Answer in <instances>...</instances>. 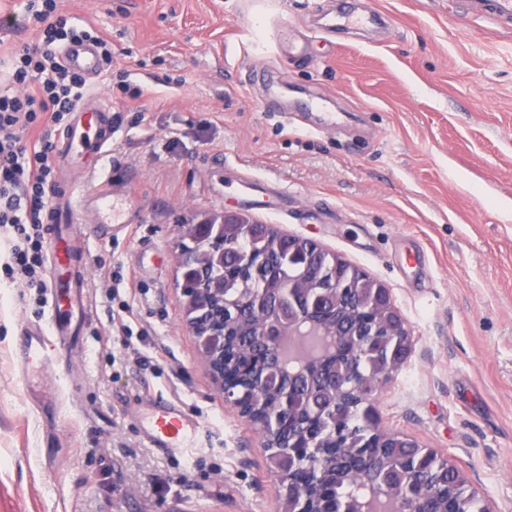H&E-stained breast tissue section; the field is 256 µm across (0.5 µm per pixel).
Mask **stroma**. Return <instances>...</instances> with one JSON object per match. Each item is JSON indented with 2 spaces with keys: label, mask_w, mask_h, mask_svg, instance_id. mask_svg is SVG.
Here are the masks:
<instances>
[{
  "label": "stroma",
  "mask_w": 512,
  "mask_h": 512,
  "mask_svg": "<svg viewBox=\"0 0 512 512\" xmlns=\"http://www.w3.org/2000/svg\"><path fill=\"white\" fill-rule=\"evenodd\" d=\"M352 2L386 28L317 34L308 0H60L112 43L95 90L143 219L102 241L82 225L92 318L68 376L22 384L17 331L46 297L0 271V512H280L258 430L199 364L173 261L178 224L227 207L390 290L414 351L380 393V427L512 512V29L460 0ZM273 95L336 123L306 132L266 109ZM251 175L262 203L242 197ZM160 395L200 423L190 457L141 440Z\"/></svg>",
  "instance_id": "35a3bbf8"
}]
</instances>
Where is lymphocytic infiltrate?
<instances>
[{
	"label": "lymphocytic infiltrate",
	"instance_id": "lymphocytic-infiltrate-1",
	"mask_svg": "<svg viewBox=\"0 0 512 512\" xmlns=\"http://www.w3.org/2000/svg\"><path fill=\"white\" fill-rule=\"evenodd\" d=\"M56 9V0H26L36 33L12 49L0 87V267L31 288L45 285L44 226L57 186L52 133L65 126L86 88L84 76L65 67L59 52L92 40L104 63L112 61L106 39L69 23Z\"/></svg>",
	"mask_w": 512,
	"mask_h": 512
}]
</instances>
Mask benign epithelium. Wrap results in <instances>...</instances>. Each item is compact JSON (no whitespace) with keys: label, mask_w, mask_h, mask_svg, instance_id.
Instances as JSON below:
<instances>
[{"label":"benign epithelium","mask_w":512,"mask_h":512,"mask_svg":"<svg viewBox=\"0 0 512 512\" xmlns=\"http://www.w3.org/2000/svg\"><path fill=\"white\" fill-rule=\"evenodd\" d=\"M276 238L280 249L288 259H297L303 253L317 251L320 245L308 238H301L277 230L272 224H262L234 209H226L219 215L208 216L196 224L181 225L179 243L175 251V263L184 270L181 292L185 298L186 324L197 337L201 363L216 387L224 394V405L238 410L242 417L258 427L262 433V447L279 456L281 465L275 469L283 495H292L294 512H335L336 500L326 491L317 498L309 495L312 473L300 463L294 452L281 450L266 430V423L256 402L245 403L243 396L251 394L244 386L245 379L233 377L224 371V365L237 362L238 354L224 352V322L211 317L213 303L224 298V250L233 251L237 242L252 239ZM321 269L314 268L305 283L298 287L282 289L281 305L288 307V317L267 315L261 311L262 298H257L256 323L258 335L279 352L290 348L291 362L308 373L330 355L336 353L338 337L329 333L321 324L309 318L306 303L311 294L322 288ZM369 287L373 292L376 322L385 335L395 337V349L388 364L353 382L352 389L362 402L371 403L391 374L402 366L413 351V340L394 305L390 291L372 279ZM321 456L329 459H362L363 455L352 448L348 439L335 436L334 443ZM371 512H421L416 499L385 487L373 499Z\"/></svg>","instance_id":"obj_1"}]
</instances>
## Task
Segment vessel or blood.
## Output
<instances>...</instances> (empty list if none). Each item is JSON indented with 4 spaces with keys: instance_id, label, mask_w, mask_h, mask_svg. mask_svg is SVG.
I'll use <instances>...</instances> for the list:
<instances>
[{
    "instance_id": "b4317fda",
    "label": "vessel or blood",
    "mask_w": 512,
    "mask_h": 512,
    "mask_svg": "<svg viewBox=\"0 0 512 512\" xmlns=\"http://www.w3.org/2000/svg\"><path fill=\"white\" fill-rule=\"evenodd\" d=\"M467 3L470 16L512 23V0ZM62 58L68 67L81 71L88 79H97L100 74L99 54L92 45L66 46ZM115 132L111 106L98 93L90 92L83 97L71 124L55 144L59 159L98 170L100 177L89 185L65 181L59 186L57 204L46 226L49 316L45 323L25 324L19 330L15 351L22 375L42 368L68 374V362L53 356L52 351L68 348L90 320L86 269L76 265L74 259L73 243L84 237L77 217L92 213L93 232L103 238L126 232L136 221L137 209L125 192L130 175L120 164H104ZM140 434L149 447L187 457L198 447L199 425L183 406L161 398L142 416Z\"/></svg>"
}]
</instances>
